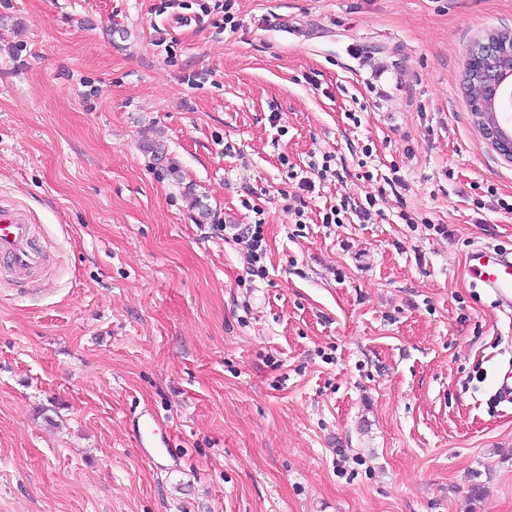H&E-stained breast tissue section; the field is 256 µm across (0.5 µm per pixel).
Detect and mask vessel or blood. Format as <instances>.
<instances>
[{"label": "vessel or blood", "mask_w": 512, "mask_h": 512, "mask_svg": "<svg viewBox=\"0 0 512 512\" xmlns=\"http://www.w3.org/2000/svg\"><path fill=\"white\" fill-rule=\"evenodd\" d=\"M471 278L486 288L499 306L512 309V258L506 253L477 246L466 254ZM0 270L9 281L37 283L49 271L48 252L37 226L15 204L0 201Z\"/></svg>", "instance_id": "b4317fda"}]
</instances>
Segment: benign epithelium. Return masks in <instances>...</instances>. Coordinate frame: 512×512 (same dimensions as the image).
Returning a JSON list of instances; mask_svg holds the SVG:
<instances>
[{
	"mask_svg": "<svg viewBox=\"0 0 512 512\" xmlns=\"http://www.w3.org/2000/svg\"><path fill=\"white\" fill-rule=\"evenodd\" d=\"M512 75V32L492 34L477 42L465 62V83L473 115L484 139L505 160L512 162V137L505 138L497 118L484 112L488 105L501 103L512 112V96L504 98L507 79Z\"/></svg>",
	"mask_w": 512,
	"mask_h": 512,
	"instance_id": "7a95c632",
	"label": "benign epithelium"
}]
</instances>
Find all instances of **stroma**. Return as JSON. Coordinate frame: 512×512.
<instances>
[{
	"instance_id": "35a3bbf8",
	"label": "stroma",
	"mask_w": 512,
	"mask_h": 512,
	"mask_svg": "<svg viewBox=\"0 0 512 512\" xmlns=\"http://www.w3.org/2000/svg\"><path fill=\"white\" fill-rule=\"evenodd\" d=\"M160 3L0 0V200L52 263L0 288V512H512V311L464 263L512 252V162L463 80L512 0ZM366 204H367V206L366 205H357L355 203L351 204L350 201H348L347 198L345 197V199L341 200L339 207L331 209V215L326 216V223L344 224L343 220L339 219V215L341 212H347V210L349 209V206H350L352 213L360 221L363 220V222H365L366 219L371 218L372 213L370 210L372 208L374 209L375 206L378 205L379 203H378V199L375 197V195H373V196L371 195V196L366 197Z\"/></svg>"
}]
</instances>
